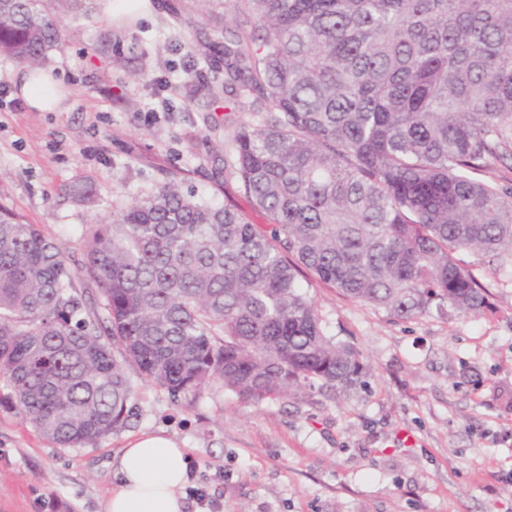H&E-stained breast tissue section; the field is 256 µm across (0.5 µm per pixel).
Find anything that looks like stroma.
I'll return each mask as SVG.
<instances>
[{
	"mask_svg": "<svg viewBox=\"0 0 512 512\" xmlns=\"http://www.w3.org/2000/svg\"><path fill=\"white\" fill-rule=\"evenodd\" d=\"M109 21L100 0L70 12L65 45L47 67L68 93L59 112L22 104L0 111V205L41 225L71 265L83 258L88 225L149 192L163 169L187 170L183 192L244 206L231 172L223 112L183 83L182 48L153 0H131ZM124 64H117V56ZM146 69L171 86L173 111L147 120ZM89 182L92 206L70 186ZM488 309L409 319L310 288L327 335L351 342L364 373L347 389H306L258 404L214 386L189 405L141 378L136 413L96 445L62 448L25 422L0 382V512H100L122 448L162 432L192 457L189 487L223 512H512V258L474 266Z\"/></svg>",
	"mask_w": 512,
	"mask_h": 512,
	"instance_id": "35a3bbf8",
	"label": "stroma"
}]
</instances>
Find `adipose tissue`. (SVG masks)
<instances>
[{"label":"adipose tissue","instance_id":"1","mask_svg":"<svg viewBox=\"0 0 512 512\" xmlns=\"http://www.w3.org/2000/svg\"><path fill=\"white\" fill-rule=\"evenodd\" d=\"M16 82L31 107L44 112L63 109L66 96L53 78L37 85L21 72ZM191 462L187 449L170 438H136L119 456L116 481L103 512H182L179 491L189 481Z\"/></svg>","mask_w":512,"mask_h":512}]
</instances>
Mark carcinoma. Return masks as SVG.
Instances as JSON below:
<instances>
[{"label": "carcinoma", "instance_id": "carcinoma-1", "mask_svg": "<svg viewBox=\"0 0 512 512\" xmlns=\"http://www.w3.org/2000/svg\"><path fill=\"white\" fill-rule=\"evenodd\" d=\"M87 0H0V56L39 70ZM195 25L187 77L252 112L224 160L266 223L180 190L85 232L73 267L41 225L0 207V380L64 448L122 427L133 368L187 405L214 385L261 403L354 385L299 281L409 318L470 314L485 289L456 254L512 256V0H164ZM95 288L101 313L83 316Z\"/></svg>", "mask_w": 512, "mask_h": 512}]
</instances>
